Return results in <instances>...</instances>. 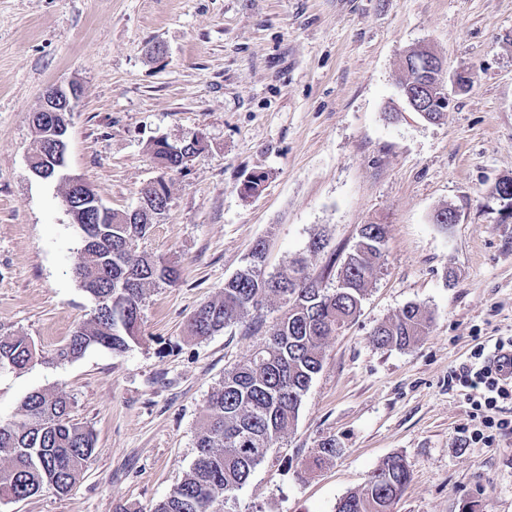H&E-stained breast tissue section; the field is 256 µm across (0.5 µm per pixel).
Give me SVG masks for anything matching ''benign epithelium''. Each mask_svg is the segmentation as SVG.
<instances>
[{
  "label": "benign epithelium",
  "instance_id": "1",
  "mask_svg": "<svg viewBox=\"0 0 512 512\" xmlns=\"http://www.w3.org/2000/svg\"><path fill=\"white\" fill-rule=\"evenodd\" d=\"M422 69L417 78L410 79L405 89V100L410 109L430 122L438 121L449 112L450 96L443 73V64L431 52H425ZM81 96L76 82L51 86L43 97L41 108L30 118L33 131L44 146L58 154H66L70 117ZM492 197L500 202V222H512V183L506 182L492 191Z\"/></svg>",
  "mask_w": 512,
  "mask_h": 512
}]
</instances>
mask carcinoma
<instances>
[{"mask_svg":"<svg viewBox=\"0 0 512 512\" xmlns=\"http://www.w3.org/2000/svg\"><path fill=\"white\" fill-rule=\"evenodd\" d=\"M80 191L69 195L78 205L80 225L88 234L82 262L75 269L81 288L95 301L93 317L79 325L55 352L61 361L75 360L92 346L121 353L136 340L140 305L146 286L172 284L177 266L139 250L149 224H103L101 213L80 203ZM382 224H362L352 251L328 288L295 258L264 288L262 263L251 259L224 282L221 296L191 317L190 330L211 336L262 305L263 295L284 305L270 337L243 362L224 373L209 395L206 415L196 436V457L181 482L152 512H224L226 496L241 489L253 470L277 447L298 421L302 398L321 370L326 342L355 319L367 286L376 276L385 240ZM431 322L418 304L405 306L371 334L381 347H408ZM33 358L23 336L0 335V369H22ZM95 448L91 429L72 417L69 397L34 391L22 402L16 421L0 424V495L14 502L44 490L67 494L86 471ZM411 479L400 456H390L372 472L364 487L339 501L337 512H392Z\"/></svg>","mask_w":512,"mask_h":512,"instance_id":"obj_1","label":"carcinoma"}]
</instances>
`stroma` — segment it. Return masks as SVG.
Returning a JSON list of instances; mask_svg holds the SVG:
<instances>
[{
	"instance_id": "obj_1",
	"label": "stroma",
	"mask_w": 512,
	"mask_h": 512,
	"mask_svg": "<svg viewBox=\"0 0 512 512\" xmlns=\"http://www.w3.org/2000/svg\"><path fill=\"white\" fill-rule=\"evenodd\" d=\"M426 48L451 92L444 121L412 112L403 60ZM82 96L66 171L103 203L133 209L158 170L155 140L205 135L168 176L169 205L140 247L178 265L146 289L139 335L121 354L56 349L93 315L74 276L84 241L65 185L27 168L29 118L53 84ZM265 182L241 195L251 174ZM512 178V0H0V333L35 358L0 371V422L24 398L60 390L96 443L80 481L0 512H150L195 456L208 395L263 344L278 297L206 338L189 322L217 299L256 241L265 271L306 258L334 286L360 225L382 224V269L355 320L329 338L299 419L224 512H336L391 455L411 481L393 512H512V433L475 443L482 420L452 370L478 345L512 336V223L494 184ZM450 207L458 223L434 214ZM323 237L326 246L311 252ZM416 303L432 317L410 347L381 348L373 329ZM339 452L305 463L326 439Z\"/></svg>"
}]
</instances>
